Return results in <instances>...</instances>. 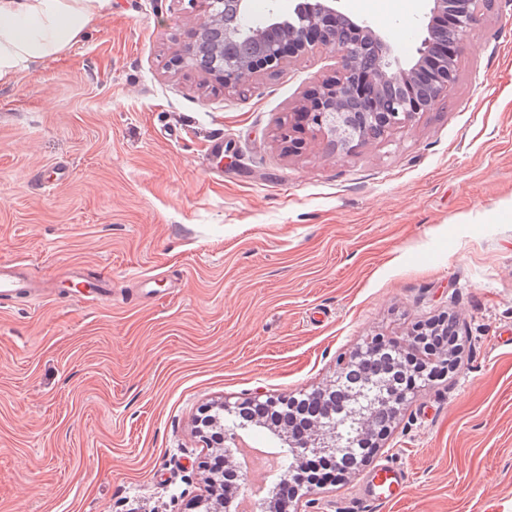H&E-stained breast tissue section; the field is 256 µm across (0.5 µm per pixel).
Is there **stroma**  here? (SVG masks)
<instances>
[{
  "instance_id": "stroma-1",
  "label": "stroma",
  "mask_w": 512,
  "mask_h": 512,
  "mask_svg": "<svg viewBox=\"0 0 512 512\" xmlns=\"http://www.w3.org/2000/svg\"><path fill=\"white\" fill-rule=\"evenodd\" d=\"M431 0H340L406 61ZM192 0H112L0 84V261L112 300L0 301V512H183L208 404L326 387L377 336L455 318L460 364L302 512H512V15L470 32L434 110L350 153L278 128L336 72L291 60L245 95L173 56ZM402 495L366 497L378 466Z\"/></svg>"
}]
</instances>
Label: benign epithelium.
<instances>
[{"mask_svg":"<svg viewBox=\"0 0 512 512\" xmlns=\"http://www.w3.org/2000/svg\"><path fill=\"white\" fill-rule=\"evenodd\" d=\"M337 2L297 0L292 13H273L264 25L253 26L248 23L250 0H197L202 17L185 41L178 62L223 85L227 92H241L258 73L274 74L294 57L315 51L334 54L335 75L306 94L296 111L288 113V120L280 126V138L295 149L309 139H320L332 152L349 153L409 125L448 96L456 79L457 55L435 53L441 35L448 34L447 42L458 50L483 10H501L512 5V0H432L426 36L416 56L403 64L393 56L380 34L365 22L340 12ZM444 13L454 15V24L446 32L436 25V19ZM423 68L432 71L431 78L424 83L418 81ZM386 347L388 342L375 339L339 361L333 386L336 392L346 395L348 404L337 415L310 421V431L300 437L282 435L279 455L284 464L271 484L288 483L307 453L334 459L365 437L372 436L378 443L386 440L391 424L417 390L436 374L455 367L448 351L426 345L425 333L417 324L396 348L431 365V372L420 375L418 384L399 393L390 381L374 382L365 375L358 387L348 386L347 373L358 366V360ZM255 403V399L234 403L226 400L206 408L210 417L196 420L195 434L208 448L238 447L237 429L243 424L226 429L221 413L244 414L245 407ZM199 468L206 494L190 503L189 512H233V500L229 497L214 501L212 491L218 481L209 474L206 464Z\"/></svg>","mask_w":512,"mask_h":512,"instance_id":"obj_1","label":"benign epithelium"}]
</instances>
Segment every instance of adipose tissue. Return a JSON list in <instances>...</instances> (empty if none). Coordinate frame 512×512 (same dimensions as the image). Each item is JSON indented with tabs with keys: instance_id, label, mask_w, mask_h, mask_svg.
<instances>
[{
	"instance_id": "adipose-tissue-1",
	"label": "adipose tissue",
	"mask_w": 512,
	"mask_h": 512,
	"mask_svg": "<svg viewBox=\"0 0 512 512\" xmlns=\"http://www.w3.org/2000/svg\"><path fill=\"white\" fill-rule=\"evenodd\" d=\"M111 0H0V83L62 52Z\"/></svg>"
}]
</instances>
